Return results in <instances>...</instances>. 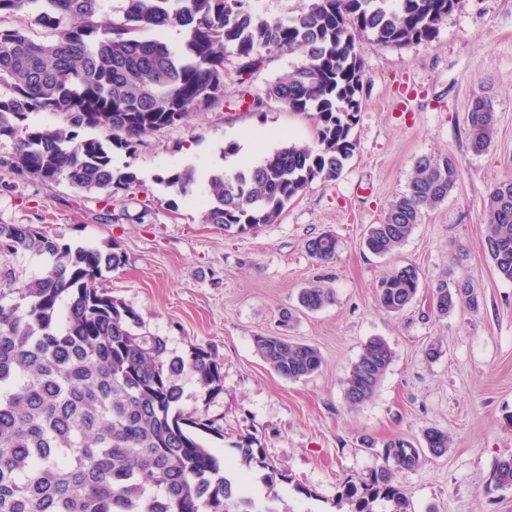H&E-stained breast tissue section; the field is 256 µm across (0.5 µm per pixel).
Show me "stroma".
Segmentation results:
<instances>
[{"mask_svg":"<svg viewBox=\"0 0 512 512\" xmlns=\"http://www.w3.org/2000/svg\"><path fill=\"white\" fill-rule=\"evenodd\" d=\"M362 56L353 156L338 179L314 181L290 202L278 223L226 235L201 223L199 206L174 194L163 178L188 164L203 174L237 168L239 157L223 156L228 142L254 141L263 155L314 143L310 114L273 100L254 112L238 101L240 89L265 95L304 65L298 51L277 54L243 87L240 62L227 54L222 104L153 132L136 155L113 149V165L139 178L130 190L85 195L64 180L21 184L0 169V224H36L69 243L120 245L127 262L106 273L103 284L136 311L142 331L165 338L171 354L200 345L223 360V391L205 401L184 379L181 408L222 418L223 435L202 439L256 498L265 497L273 466L284 475L275 485L281 512H351L344 486L384 465V441H418L435 428L451 440L447 454L394 471L413 512H512V488L495 489L493 479L498 462L512 455V282L498 275L484 248L489 188L512 178V0H462L434 42L367 44ZM477 95L492 100L496 115L494 139L483 153L468 144V111ZM430 154L456 158L454 191L395 255L363 251L368 225L379 223L406 189L416 160ZM107 211L115 221L103 220ZM323 232L339 240L326 263L305 248ZM403 262L417 265L427 286L393 315L379 309L375 284ZM457 279L473 284L479 309L435 316L432 286ZM314 281L332 289V302L282 325V313ZM266 334L315 345L321 368L299 382L280 377L254 345ZM373 336L384 338L395 357L374 398L353 410L344 381ZM432 343L440 348L434 359L425 354ZM366 436L374 446L363 444ZM246 439L264 464H242L237 448Z\"/></svg>","mask_w":512,"mask_h":512,"instance_id":"35a3bbf8","label":"stroma"}]
</instances>
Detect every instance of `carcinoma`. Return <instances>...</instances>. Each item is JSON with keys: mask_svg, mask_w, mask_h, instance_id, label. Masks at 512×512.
<instances>
[{"mask_svg": "<svg viewBox=\"0 0 512 512\" xmlns=\"http://www.w3.org/2000/svg\"><path fill=\"white\" fill-rule=\"evenodd\" d=\"M107 0H0V21L25 12L47 35L0 26V140L13 151L0 156L20 181L64 179L80 193L108 196L137 184L136 175L112 165V148L134 154L152 132L182 122L191 112L224 100V59L234 53L244 74L274 53L301 51L307 63L254 96L260 112L273 99L293 112H309L313 145L291 143L257 164L216 169L207 179L202 223L232 236L275 224L286 205L316 180L342 174L356 143L351 130L362 106L364 62L360 41L378 47L429 44L460 0H309L298 16L267 20L250 0H126L124 21L107 18ZM187 31L175 48L163 37L170 27ZM56 112L62 123L43 127L30 115ZM495 109L483 95L468 111L469 146L481 153L492 142ZM97 131L81 137L79 131ZM459 177L450 155L416 161L405 192L393 199L363 247L383 257L398 252L425 213L448 199ZM182 197L193 194L196 169L186 166L164 179ZM485 248L498 274L512 281V179L495 183L484 201ZM338 239L324 232L307 242L310 254L332 259ZM18 251L49 264L19 288L0 286V512H280L274 492L279 471L257 456L251 441L241 461L264 464L269 494L259 502L196 431L223 435L207 409L182 413L181 381L194 378L204 401L223 389V363L194 346L172 356L166 340L138 332L137 313L102 286L104 273L125 265L119 244L72 245L36 224H0V257ZM426 287L416 265L385 271L376 285L382 310L399 314ZM434 305L446 317L461 305L480 307L467 281H443ZM331 299L319 285L301 290L304 309ZM255 348L280 377L299 381L322 365L313 345L261 335ZM394 352L381 337L362 345L345 379L352 407L375 395ZM424 447L441 457L448 435L425 432ZM385 461L400 468L420 462V449L403 436L384 443ZM495 488H512V456L494 473ZM353 512H411L410 503L384 465L344 486Z\"/></svg>", "mask_w": 512, "mask_h": 512, "instance_id": "cac0c4a2", "label": "carcinoma"}]
</instances>
